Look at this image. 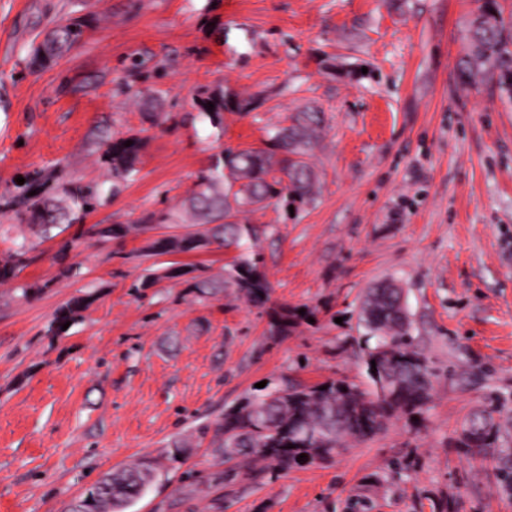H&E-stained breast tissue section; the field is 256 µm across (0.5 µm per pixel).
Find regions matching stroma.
I'll list each match as a JSON object with an SVG mask.
<instances>
[{
  "label": "stroma",
  "instance_id": "stroma-1",
  "mask_svg": "<svg viewBox=\"0 0 512 512\" xmlns=\"http://www.w3.org/2000/svg\"><path fill=\"white\" fill-rule=\"evenodd\" d=\"M477 0H0V196L112 179L106 139L143 141L138 174L0 284V512H62L105 474L161 458L126 512H512V103L462 88L455 63ZM82 36L41 62L47 31ZM149 92L157 116L137 96ZM247 101L216 133L200 99ZM314 100L326 127L319 194L249 214L270 285L257 306L225 289L200 299L188 265L221 272L232 252L147 256L139 233L101 242L94 224L169 210L222 149L263 147ZM72 241L64 259L56 254ZM152 287L141 288L147 275ZM405 291L433 389L415 414L336 452L225 485L210 445L259 383L375 386L358 320L374 284ZM40 284L29 300L16 283ZM90 304L46 333L73 295ZM295 314L288 335L272 314ZM499 424L500 448L470 459L463 421ZM190 442L168 458L175 439Z\"/></svg>",
  "mask_w": 512,
  "mask_h": 512
}]
</instances>
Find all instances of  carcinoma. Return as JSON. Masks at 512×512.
I'll list each match as a JSON object with an SVG mask.
<instances>
[{
  "label": "carcinoma",
  "mask_w": 512,
  "mask_h": 512,
  "mask_svg": "<svg viewBox=\"0 0 512 512\" xmlns=\"http://www.w3.org/2000/svg\"><path fill=\"white\" fill-rule=\"evenodd\" d=\"M78 21L63 23L48 33L39 54L45 59L60 56L79 39ZM464 50L455 65L458 82L477 89L487 83L497 84L512 97V18L504 17L498 0H481L477 10L465 22ZM213 103V111L203 110L212 127L223 130L226 110H243L240 100L213 94L201 104ZM324 111L307 104L288 116V125L278 127L265 147L257 150L226 148L214 155L210 166L197 177L196 189L175 210L150 214L141 223L94 224L85 234L103 241L126 237L154 224H171L176 232L153 239L144 249L148 256H162L217 248L240 249L243 240L255 235L245 222V215L272 203L307 204L315 199L317 174L311 162ZM132 145L125 146L126 141ZM142 148L136 135L103 142L100 156L115 182L111 193L119 190V181L133 177ZM239 189L229 194L231 182ZM65 204L51 196H26L18 201L24 207L27 223L45 228L57 227L74 212L87 213L103 202L99 190L91 185L65 193ZM34 245L22 242L0 258V283L10 282L32 261ZM234 288L245 299L262 305L268 297L269 284L260 271L258 260L241 256L216 274L194 283L200 297H215L226 288ZM89 296L76 295L60 307L48 325L47 333L57 335L62 325L75 322L88 305ZM363 304L370 317L359 315L366 331L367 361H375L372 374L374 397L344 381L329 380L321 385L285 384L224 413L214 427L213 451L232 463L215 486L227 480L253 474L249 463L263 462L265 470L286 471L300 465L299 455H317L327 460L347 440H364L383 430L397 413H413L430 399L423 390L419 366H428L427 358L414 344L407 308L399 303V290L393 281L370 288ZM390 384H384L386 378ZM158 460L140 459L106 475L82 498V512H124L139 498L156 477Z\"/></svg>",
  "instance_id": "1"
}]
</instances>
